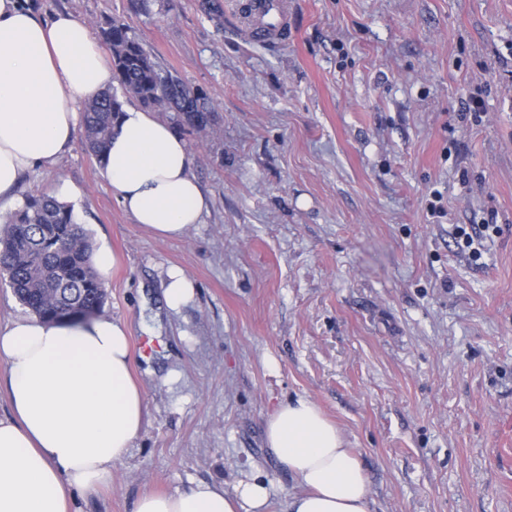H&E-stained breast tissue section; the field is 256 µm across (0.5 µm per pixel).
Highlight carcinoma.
Segmentation results:
<instances>
[{
	"instance_id": "carcinoma-1",
	"label": "carcinoma",
	"mask_w": 512,
	"mask_h": 512,
	"mask_svg": "<svg viewBox=\"0 0 512 512\" xmlns=\"http://www.w3.org/2000/svg\"><path fill=\"white\" fill-rule=\"evenodd\" d=\"M112 54L113 79L143 107L169 114L181 130L203 132L212 111L197 89L159 64L122 19L100 29ZM122 101L106 89L84 109V144L103 164ZM92 245L73 210L47 194L26 197L0 232V277L32 314L49 321L97 316L106 293L92 261Z\"/></svg>"
}]
</instances>
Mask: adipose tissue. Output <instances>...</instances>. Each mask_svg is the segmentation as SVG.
<instances>
[{"mask_svg": "<svg viewBox=\"0 0 512 512\" xmlns=\"http://www.w3.org/2000/svg\"><path fill=\"white\" fill-rule=\"evenodd\" d=\"M111 82L102 45L72 12L46 17L32 0H0V214L18 208L22 176L71 151L84 106ZM104 174L123 209L158 238H181L208 209L186 143L139 104L123 105ZM0 360L11 404L0 417V512H77L76 495L111 482L143 426L128 324L22 316L0 327ZM266 440L301 486L287 512H371L357 454L314 401L276 407ZM268 499L256 480L230 494L199 483L142 495L134 512H264Z\"/></svg>", "mask_w": 512, "mask_h": 512, "instance_id": "1", "label": "adipose tissue"}]
</instances>
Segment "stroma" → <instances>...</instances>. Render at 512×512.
<instances>
[{
    "label": "stroma",
    "instance_id": "35a3bbf8",
    "mask_svg": "<svg viewBox=\"0 0 512 512\" xmlns=\"http://www.w3.org/2000/svg\"><path fill=\"white\" fill-rule=\"evenodd\" d=\"M99 33L124 20L201 90L183 132L208 199L163 240L119 205L83 141L19 193L69 185L116 263L103 316L130 325L143 427L78 512L148 492L296 480L269 414L306 397L358 454L372 512H512V0H288V45L203 0H38ZM491 224L472 248L459 224ZM192 298L168 309L170 268Z\"/></svg>",
    "mask_w": 512,
    "mask_h": 512
}]
</instances>
